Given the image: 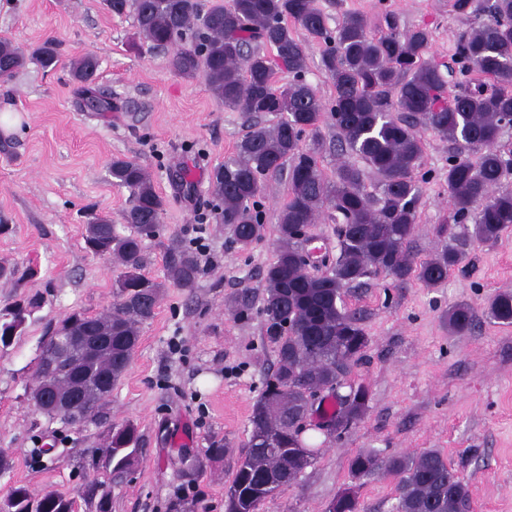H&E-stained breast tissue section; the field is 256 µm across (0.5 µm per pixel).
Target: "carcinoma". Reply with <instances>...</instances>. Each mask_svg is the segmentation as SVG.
Listing matches in <instances>:
<instances>
[{"label": "carcinoma", "mask_w": 512, "mask_h": 512, "mask_svg": "<svg viewBox=\"0 0 512 512\" xmlns=\"http://www.w3.org/2000/svg\"><path fill=\"white\" fill-rule=\"evenodd\" d=\"M104 4L115 15L133 14L138 39L157 48H176L171 68L185 77L202 74L224 108L276 118L271 126L253 123L235 152L211 174L213 218L229 228L240 248L248 249L266 233L260 210L264 179L288 170L276 254L262 278L261 312L276 363L252 406L247 450L229 488L234 498L225 504V512H260L314 464L315 451L301 434L308 417L330 434L338 428L345 433L369 409L364 386L338 393L342 377L369 347L360 318L344 307L345 292L379 275L436 288L467 258L457 246H446L424 260L410 250L423 179L418 126L456 146L446 177L449 215L438 226V236L492 244L512 226V191L498 190L504 170L493 147L512 123V0H491L481 9L473 0H454L455 12L469 28L444 67L427 57V30L403 32L387 11L382 13L386 30L375 38L361 14L346 13L330 27L316 0H226L206 11L199 0ZM297 26L308 42L296 36ZM311 43L320 47V67L334 87L329 104L305 78ZM29 60L44 70L55 68L58 44L46 41L28 57L0 40L1 81L11 80ZM97 69V59L87 55L72 61L69 74L80 83L89 110L110 112L112 98L92 88ZM278 70L292 80L276 85ZM452 80L458 92L449 100L445 91ZM326 124L336 128L340 150L358 157L365 167L344 162L333 179L323 175L317 152ZM369 171L378 179L374 194L365 186ZM109 173L112 183L129 192L127 230L107 216H96L84 225V240L98 244L124 267L114 301L98 314L72 312L51 327L49 339H68L71 357L47 381L36 366L28 391L34 409L51 417V400L80 387V401L63 415L78 426L95 418L112 395L130 364L139 325L153 317L165 287V282L141 273L144 243L159 237L163 211L151 174L123 158L112 161ZM326 211L335 223L338 253L331 269L314 274L300 250V238ZM464 221L469 225L457 232ZM201 274L192 248L178 241L167 246L166 282L190 288ZM39 307L38 297L32 296L0 309V342L8 333L22 332ZM486 315L511 325L512 293L498 294ZM474 318L469 305L455 304L448 308V330L468 332ZM82 336H98L103 345L94 355H85L78 348ZM324 389L334 400V410H324L323 398L317 407L307 408L314 392ZM139 441L134 423L113 426L106 447L87 449L89 466L95 472L121 474L136 462ZM378 473L395 481L394 512H463L470 503L469 481L439 450L386 459L369 450L350 459V484L334 498L336 512H360L359 489ZM79 499L94 512H112L111 490L94 475L71 494L34 495L15 483L0 499V512H75Z\"/></svg>", "instance_id": "obj_1"}]
</instances>
